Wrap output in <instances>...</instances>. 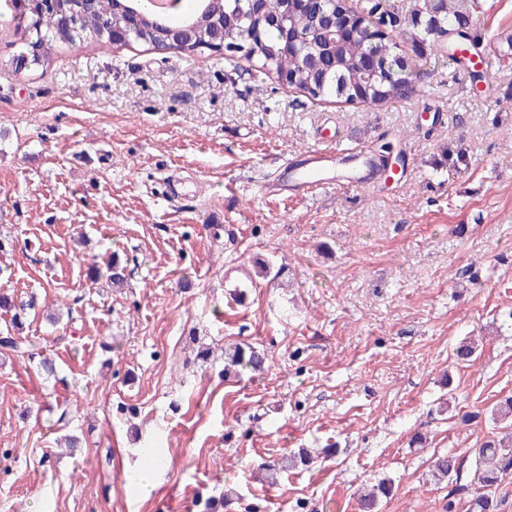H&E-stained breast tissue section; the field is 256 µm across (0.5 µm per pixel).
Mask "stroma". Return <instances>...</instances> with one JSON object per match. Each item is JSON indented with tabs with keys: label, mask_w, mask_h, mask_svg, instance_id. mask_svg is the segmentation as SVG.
Masks as SVG:
<instances>
[{
	"label": "stroma",
	"mask_w": 512,
	"mask_h": 512,
	"mask_svg": "<svg viewBox=\"0 0 512 512\" xmlns=\"http://www.w3.org/2000/svg\"><path fill=\"white\" fill-rule=\"evenodd\" d=\"M469 32L483 82L439 56L377 108L136 43L0 66V269L56 366L0 355V512H196L229 489L231 512H360L381 478L379 512H468L512 396V0H479ZM337 134L391 142L395 180L264 193ZM116 255L126 288L92 283ZM232 343L265 372L225 374ZM300 448L311 469L254 480ZM446 452L459 469L434 481ZM154 464L142 494L129 476ZM391 483L386 480L378 481L370 489L359 493L360 506L363 512H375L378 501L382 497H388L391 494Z\"/></svg>",
	"instance_id": "obj_1"
}]
</instances>
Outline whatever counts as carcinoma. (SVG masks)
<instances>
[{"label":"carcinoma","mask_w":512,"mask_h":512,"mask_svg":"<svg viewBox=\"0 0 512 512\" xmlns=\"http://www.w3.org/2000/svg\"><path fill=\"white\" fill-rule=\"evenodd\" d=\"M475 0H421L420 9L402 18L393 0H372L367 15L348 14L349 29L334 36L326 18L349 10L345 0H323L320 12L297 11L290 25L302 39L295 49L286 46L281 28L257 24L249 0H195L194 7L169 21L189 28L178 44L170 43L168 30L153 15L145 0H23L13 18L22 32L25 51L6 64L20 71L16 60L29 57V68L49 64L62 48L75 49L85 43L111 42L112 23L123 22L130 9L139 11V29L132 39L154 50H167L183 58L205 52L244 47L241 55L275 80L287 76L291 87L312 99L335 98L369 108L400 100L415 90L419 61L427 53L441 54L459 62L455 48L467 47L470 9ZM71 19L72 31L58 37L62 14ZM407 42L412 54L399 52L398 42ZM108 279L114 288L127 283L125 266L112 259ZM27 358L45 374L55 368L39 347L7 332L0 336V354ZM264 358L251 346L237 344L224 349V371L263 372ZM478 488L473 499L475 512H496L497 489L502 477L512 472V438L492 441L475 450ZM314 462L308 450L262 464L258 475L269 484L289 470L306 469ZM457 470V457L442 454L432 461V476L449 478ZM391 483L381 480L359 493L363 512H376L378 501L391 494Z\"/></svg>","instance_id":"cac0c4a2"}]
</instances>
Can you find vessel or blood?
I'll return each mask as SVG.
<instances>
[{
    "label": "vessel or blood",
    "instance_id": "obj_1",
    "mask_svg": "<svg viewBox=\"0 0 512 512\" xmlns=\"http://www.w3.org/2000/svg\"><path fill=\"white\" fill-rule=\"evenodd\" d=\"M366 158L358 148L307 152L289 185L294 192H311L326 185L367 186Z\"/></svg>",
    "mask_w": 512,
    "mask_h": 512
}]
</instances>
